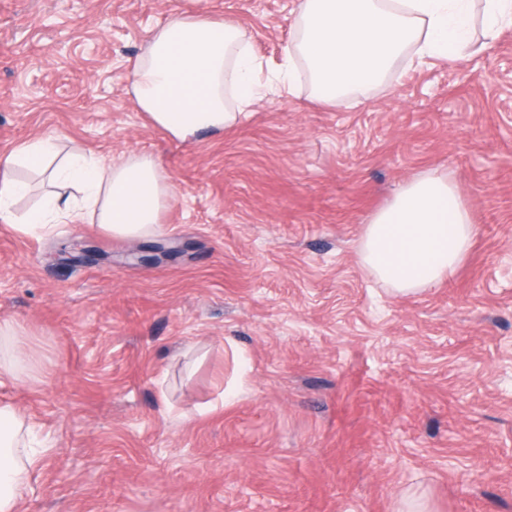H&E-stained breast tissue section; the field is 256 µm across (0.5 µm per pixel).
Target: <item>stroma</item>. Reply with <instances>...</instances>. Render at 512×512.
Masks as SVG:
<instances>
[{
	"instance_id": "35a3bbf8",
	"label": "stroma",
	"mask_w": 512,
	"mask_h": 512,
	"mask_svg": "<svg viewBox=\"0 0 512 512\" xmlns=\"http://www.w3.org/2000/svg\"><path fill=\"white\" fill-rule=\"evenodd\" d=\"M238 25L265 90L191 142L126 90L152 31ZM295 0H0V152L53 137L155 158L158 238L0 218V321L23 328L0 402L48 450L21 512H512V28L455 61L400 57L328 107L271 79ZM455 181L476 236L403 296L360 261L413 179ZM173 259L134 263L153 241Z\"/></svg>"
}]
</instances>
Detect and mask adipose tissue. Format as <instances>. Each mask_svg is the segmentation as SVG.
<instances>
[{
  "label": "adipose tissue",
  "instance_id": "obj_1",
  "mask_svg": "<svg viewBox=\"0 0 512 512\" xmlns=\"http://www.w3.org/2000/svg\"><path fill=\"white\" fill-rule=\"evenodd\" d=\"M301 36L284 50L280 82L292 87L301 59L318 100L339 104L370 88L404 52L416 62L451 60L470 45V0H302ZM258 59L239 28L224 21L178 14L156 28L134 64L129 92L148 122L187 141L222 134L235 124L224 98L233 72L242 104L256 102ZM48 138L32 139L0 156V218L28 189L21 167L55 187L19 230L48 231L59 223L96 221L106 234L138 238L159 233L171 186L158 162L130 153L106 163L76 148L59 164ZM475 237L470 210L456 183L426 175L403 187L367 224L359 243L365 267L399 294L442 282L467 258ZM35 429L9 404H0V512H19L29 475L41 462Z\"/></svg>",
  "mask_w": 512,
  "mask_h": 512
}]
</instances>
